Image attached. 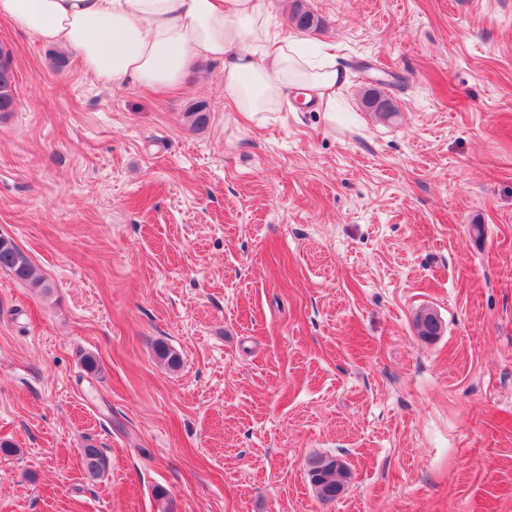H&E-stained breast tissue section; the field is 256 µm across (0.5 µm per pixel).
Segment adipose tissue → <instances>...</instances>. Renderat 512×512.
I'll return each mask as SVG.
<instances>
[{"label": "adipose tissue", "instance_id": "obj_1", "mask_svg": "<svg viewBox=\"0 0 512 512\" xmlns=\"http://www.w3.org/2000/svg\"><path fill=\"white\" fill-rule=\"evenodd\" d=\"M0 17L105 82L175 90L196 61H221L225 107L251 120L297 96L333 111L349 82L334 46L273 30L264 0H0Z\"/></svg>", "mask_w": 512, "mask_h": 512}]
</instances>
